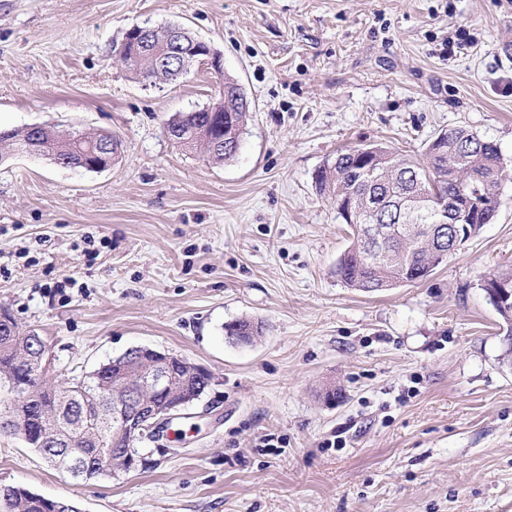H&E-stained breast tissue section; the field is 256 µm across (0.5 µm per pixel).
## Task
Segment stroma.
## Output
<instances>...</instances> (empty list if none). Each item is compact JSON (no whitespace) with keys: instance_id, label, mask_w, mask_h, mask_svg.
<instances>
[{"instance_id":"obj_1","label":"stroma","mask_w":512,"mask_h":512,"mask_svg":"<svg viewBox=\"0 0 512 512\" xmlns=\"http://www.w3.org/2000/svg\"><path fill=\"white\" fill-rule=\"evenodd\" d=\"M145 24L188 28L251 99L234 158L164 133L218 98L208 66L149 85L115 62ZM32 124L120 155L0 161V311L57 383L133 347L212 383L168 453L139 442L150 468L77 480L0 432V485L81 512H512V361L481 287L512 271V0H0V129ZM456 127L500 149L494 220L426 280L347 288L316 171L367 144L422 162Z\"/></svg>"}]
</instances>
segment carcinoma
Here are the masks:
<instances>
[{
	"label": "carcinoma",
	"instance_id": "1",
	"mask_svg": "<svg viewBox=\"0 0 512 512\" xmlns=\"http://www.w3.org/2000/svg\"><path fill=\"white\" fill-rule=\"evenodd\" d=\"M168 30L157 28L149 33L147 45L133 50L132 44L120 45L116 56L134 78L161 80L168 70L158 61L165 46ZM224 130L207 125L204 112H185L165 127L168 137L186 148L215 161L229 160L240 149L249 107L238 90L237 82L224 77ZM224 137V149L212 146L213 138ZM43 146L46 152L60 156L70 154V140L53 127H44L33 136L18 128L4 132L0 145L10 149L27 143ZM381 162L369 174L358 164L353 150L348 149L326 161L315 174L320 195L336 207L337 217L351 228L352 242L340 258L336 274L349 288L373 293L404 283L426 279L445 257L431 255L423 242L411 237V229L448 227V216L468 213L471 234L490 223L501 206L503 163L498 146L491 141H478V135L457 127L438 134L428 145L427 162L422 164L377 146ZM352 200L356 213L345 218L343 204ZM482 200L485 207L472 208V201ZM377 224L385 229L384 239L376 244L363 240V226ZM386 253L374 261L371 249ZM229 336H260L261 326L242 319L226 326ZM0 335V384L9 389L21 385L29 396L14 400L22 416L16 436L34 448L49 463L74 478L84 480L105 476L98 459L105 458L110 472L128 470L127 458L140 461L137 439L122 434L108 422L96 420L97 412L107 416L111 410L101 405L100 391L112 385L114 378L136 377L137 366L125 362L102 364L90 377L67 386H55L46 373L25 369L18 363V353L28 348L31 333L20 329L17 322L4 327ZM172 378L189 390L203 393L211 377L193 373L186 363L175 362L169 368ZM55 436L49 443L38 444L41 434ZM0 512H80L71 500L56 501L26 489L0 486Z\"/></svg>",
	"mask_w": 512,
	"mask_h": 512
}]
</instances>
